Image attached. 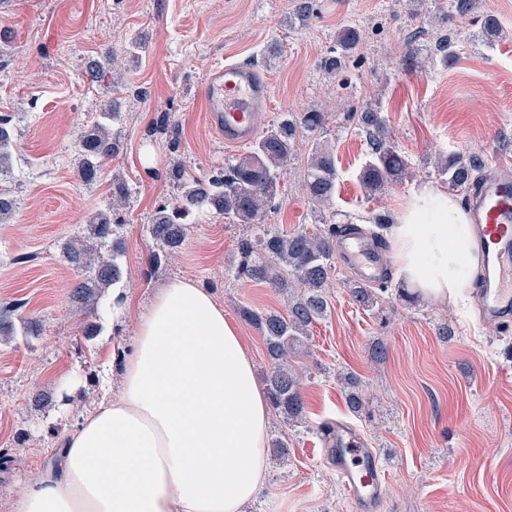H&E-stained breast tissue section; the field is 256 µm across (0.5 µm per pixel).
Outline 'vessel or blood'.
<instances>
[{"label": "vessel or blood", "instance_id": "obj_1", "mask_svg": "<svg viewBox=\"0 0 512 512\" xmlns=\"http://www.w3.org/2000/svg\"><path fill=\"white\" fill-rule=\"evenodd\" d=\"M267 80L235 63L208 71L201 88L207 123L225 144L248 142L257 113L268 101ZM483 255L477 299L490 322L512 327V168L503 167L485 180L468 201ZM336 261L359 282L373 284L386 273L385 257L371 237L341 234ZM323 454L358 512H375L383 495L386 471L362 435L341 421L329 422L321 436Z\"/></svg>", "mask_w": 512, "mask_h": 512}]
</instances>
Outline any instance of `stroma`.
Here are the masks:
<instances>
[{
	"mask_svg": "<svg viewBox=\"0 0 512 512\" xmlns=\"http://www.w3.org/2000/svg\"><path fill=\"white\" fill-rule=\"evenodd\" d=\"M301 20L296 0H0V113L14 116L12 168L6 177L19 201L0 223V308L13 311V334L0 340V452L12 462L0 471V512H9L24 481L58 461L61 434L95 406L107 367L119 386V356L135 335L137 313L167 280L207 288L237 323L257 379L269 359L262 334L242 319L243 307L283 310L265 285L233 278L237 245L250 225L218 217L193 220L180 252L155 264L147 226L156 209L178 197L173 165L204 177L246 151L227 146L200 110L207 71L233 62L258 70L270 86L259 114L265 129L281 115L317 110V132L336 155V224L374 230L377 217L396 219L421 189L447 192L434 169L439 156L466 152L486 169L512 164V0H478L477 10L441 17L448 0H311ZM502 27L495 44L478 37L484 16ZM358 28L360 42L344 73L320 62L336 34ZM461 50L442 65L439 47ZM141 42L134 52L133 42ZM111 50L123 77L92 80L88 67ZM117 100L125 120L122 149L110 174L131 190L124 222V280L131 304L120 322L76 310L69 290L76 271L60 244L107 208L108 179L86 186L73 172L75 133L102 104ZM380 107L387 134L408 160L409 173L376 195L359 172L371 147L350 121L353 110ZM311 143L298 141L266 221L288 231L315 227L302 191ZM330 311L316 321L307 356L296 359L307 422L291 427L269 416V439L287 438L285 452L269 449L266 485L249 512H355L335 471L325 462L318 428L354 425L379 455L388 476L380 512H512V331L480 309L463 317L453 304L403 297L398 279L373 308L354 302L347 271L330 272ZM37 320L29 335L23 322ZM101 332L85 339L82 327ZM358 377L366 398L352 413L337 373ZM49 403L35 407V392Z\"/></svg>",
	"mask_w": 512,
	"mask_h": 512,
	"instance_id": "1",
	"label": "stroma"
}]
</instances>
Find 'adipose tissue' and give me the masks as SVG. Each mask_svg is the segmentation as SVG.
<instances>
[{"label":"adipose tissue","instance_id":"obj_1","mask_svg":"<svg viewBox=\"0 0 512 512\" xmlns=\"http://www.w3.org/2000/svg\"><path fill=\"white\" fill-rule=\"evenodd\" d=\"M390 246L408 288L465 305L480 256L455 197L415 194ZM267 427L237 325L209 290L173 279L138 314L118 394L64 436L58 467L27 480L11 512H245Z\"/></svg>","mask_w":512,"mask_h":512}]
</instances>
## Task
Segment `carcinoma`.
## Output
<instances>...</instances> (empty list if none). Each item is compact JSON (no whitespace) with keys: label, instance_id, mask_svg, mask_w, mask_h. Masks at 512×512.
I'll return each instance as SVG.
<instances>
[{"label":"carcinoma","instance_id":"obj_1","mask_svg":"<svg viewBox=\"0 0 512 512\" xmlns=\"http://www.w3.org/2000/svg\"><path fill=\"white\" fill-rule=\"evenodd\" d=\"M359 41L358 30L344 26L338 32V49L323 58L322 68L330 74L341 73L347 55ZM100 117V121L79 133L75 143L74 174L85 185L99 182L104 175L105 161L122 149L120 137L112 132V126L122 121L117 102L106 105ZM351 118L372 138V152L360 173L364 188L371 192L380 190L388 181L405 174L408 161L390 141L382 112L368 105L351 113ZM324 120L321 112L287 114L254 138L242 157L207 178L188 175L181 168L175 170L181 195L174 203L160 206L148 225L150 237L161 247V252L153 254L155 262L179 252L188 232L182 219L190 212L221 216L232 224L239 221L252 225V234L239 242L238 261L232 274L236 278L265 282L287 298L283 313L249 308L242 310V315L265 339L269 357L265 377L268 399L294 425L306 423L307 412L301 378L288 363V356L305 346L312 325L328 312L326 288L337 234L356 230L352 224H326L322 219V211L331 206L336 191V159L328 146L313 144L304 185L322 229L315 233L303 230L288 233L263 220L266 210L275 204L295 144L315 134L323 127ZM11 122V116L0 113L1 176L12 166ZM484 167L482 158L475 154L452 153L435 162V169L446 178L448 189L457 192L479 184ZM129 196L128 183L112 177L109 207L92 213L86 231L69 236L60 244L65 260L78 272L70 300L81 308L97 309L103 304L107 290L119 287L123 281V224L118 214ZM16 209L12 192L0 185V223L9 220ZM350 296L364 308L376 303L375 291L364 286L351 288ZM343 381L348 388L350 411L362 412L364 397L358 380L346 375Z\"/></svg>","mask_w":512,"mask_h":512}]
</instances>
